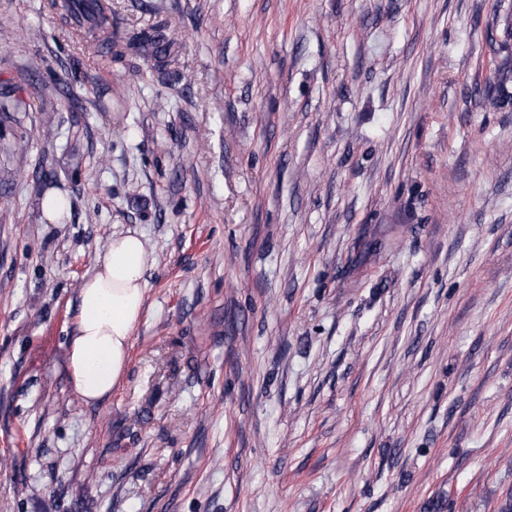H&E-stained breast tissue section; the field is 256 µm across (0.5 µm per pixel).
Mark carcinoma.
<instances>
[{"label": "carcinoma", "mask_w": 512, "mask_h": 512, "mask_svg": "<svg viewBox=\"0 0 512 512\" xmlns=\"http://www.w3.org/2000/svg\"><path fill=\"white\" fill-rule=\"evenodd\" d=\"M51 7L60 18L83 38L101 43L105 53L113 58L123 55L132 46L138 52L164 68L174 54V43L163 34V28L151 27L141 30L124 40L112 30L111 8L107 0H52ZM503 26L506 39H491V57L495 59V84L491 92L483 97V107L488 110H504L512 106V44L507 37L512 35V13L495 19ZM31 104L21 95L0 93V117L14 120L21 112H28Z\"/></svg>", "instance_id": "carcinoma-1"}]
</instances>
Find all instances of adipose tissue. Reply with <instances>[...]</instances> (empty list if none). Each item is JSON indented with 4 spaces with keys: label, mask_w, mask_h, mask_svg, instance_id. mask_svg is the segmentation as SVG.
Here are the masks:
<instances>
[{
    "label": "adipose tissue",
    "mask_w": 512,
    "mask_h": 512,
    "mask_svg": "<svg viewBox=\"0 0 512 512\" xmlns=\"http://www.w3.org/2000/svg\"><path fill=\"white\" fill-rule=\"evenodd\" d=\"M154 263L141 235H121L110 240L94 273L83 281L77 332L66 357L73 389L81 400L108 396L121 378L145 302V274Z\"/></svg>",
    "instance_id": "adipose-tissue-1"
}]
</instances>
